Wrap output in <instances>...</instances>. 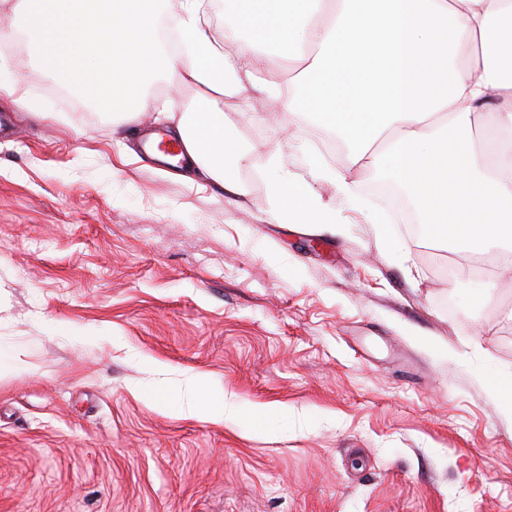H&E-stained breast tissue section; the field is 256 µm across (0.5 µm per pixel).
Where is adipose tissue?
<instances>
[{
    "label": "adipose tissue",
    "mask_w": 512,
    "mask_h": 512,
    "mask_svg": "<svg viewBox=\"0 0 512 512\" xmlns=\"http://www.w3.org/2000/svg\"><path fill=\"white\" fill-rule=\"evenodd\" d=\"M205 0H182L175 21L188 77L189 108H170L191 170L238 194L243 161L225 98L252 89L254 66L287 49L299 69L278 89L289 110L310 114L340 137L348 168L370 170L410 198L426 238L467 248L512 242V0H224L216 40ZM282 150L267 161L281 224H326L307 187L280 176ZM198 416L210 422L278 414L229 403L223 386L193 379Z\"/></svg>",
    "instance_id": "ef3b65f1"
}]
</instances>
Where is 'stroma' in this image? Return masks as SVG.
Listing matches in <instances>:
<instances>
[{"label":"stroma","mask_w":512,"mask_h":512,"mask_svg":"<svg viewBox=\"0 0 512 512\" xmlns=\"http://www.w3.org/2000/svg\"><path fill=\"white\" fill-rule=\"evenodd\" d=\"M0 27L36 105L0 96V512H512V420L489 391L512 373V282L441 277L474 252L373 223V173L346 202L309 164L346 171V151L271 94L224 101L247 158L227 196L136 150L197 94L184 59L126 122L42 69L7 0ZM283 137L289 179L342 233L276 223ZM198 374L280 413L202 420ZM160 386L167 404L144 399Z\"/></svg>","instance_id":"35a3bbf8"}]
</instances>
